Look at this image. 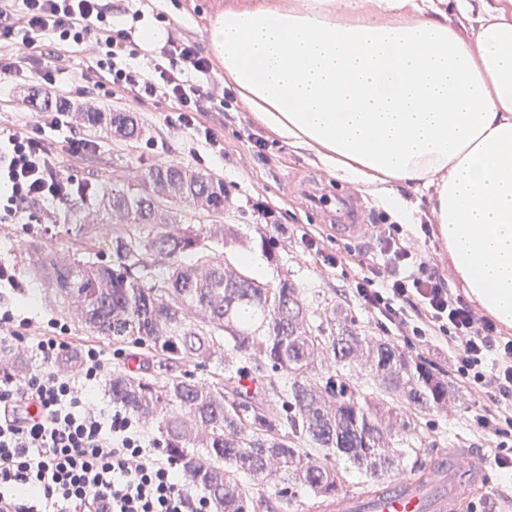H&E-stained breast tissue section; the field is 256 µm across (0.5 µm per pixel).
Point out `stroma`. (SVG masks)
<instances>
[{"label": "stroma", "mask_w": 512, "mask_h": 512, "mask_svg": "<svg viewBox=\"0 0 512 512\" xmlns=\"http://www.w3.org/2000/svg\"><path fill=\"white\" fill-rule=\"evenodd\" d=\"M229 0H140V10L150 12L167 29L178 30L195 42L200 52H207V27L219 6ZM88 64L84 54L62 50L58 65L71 77L68 97L78 109L98 112L132 111L142 130L138 141L120 140L98 128H84L92 140L91 149L70 152L68 128L49 129L44 133L55 153V163L63 177L75 183H89L95 195L85 199L86 213L97 212L99 196L112 186L116 174L142 172L163 162H178L223 180L230 197L224 221L241 227L242 240L219 248L220 257L241 260L250 257V271L258 278L274 282L288 275L306 292L320 291L328 303H348L352 315L364 330L380 335L381 330L357 302L347 285L348 277L358 270L360 255L370 248L368 237L346 238L336 232V214L342 202H358L359 220L364 224H391L394 216L377 197L358 184L336 178L308 149L282 142L272 131L258 123L246 107L225 111L223 106H209L200 120L216 134L224 146L223 156H216L208 145L180 127L178 114L162 98H144L135 109H128L121 96L109 95L107 89L94 87L84 76ZM37 100L54 98L53 88L38 80L19 85L13 92H0V128L18 129L24 111L30 110L29 96ZM265 137L272 162L257 157L251 147V135ZM264 201L275 214L274 224H267L256 207ZM64 205L40 203L32 206L33 221L25 224L0 223V266L14 270L18 285L0 287V306L16 308L31 321V335H40L48 321L67 325L70 348L93 346L105 359V378L111 377L118 362L117 346L83 331L56 307L43 280L28 273L29 244L40 241L46 252L81 257L96 253L109 257L112 233L109 226L99 225L90 242H81L73 226L64 224ZM313 230L321 234L325 253L342 256L339 267L325 265L322 256L306 250L300 236ZM412 358L421 361L440 377L448 379L455 391V403L447 412L433 413L421 421V433L431 444L430 456L448 457L468 452L483 453L482 438L470 425V417L480 411L477 398L454 374L446 349L417 348ZM478 491L468 494L462 512H485L487 502H495V512H512V476L490 469L477 483Z\"/></svg>", "instance_id": "35a3bbf8"}]
</instances>
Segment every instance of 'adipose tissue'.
<instances>
[{
    "instance_id": "obj_1",
    "label": "adipose tissue",
    "mask_w": 512,
    "mask_h": 512,
    "mask_svg": "<svg viewBox=\"0 0 512 512\" xmlns=\"http://www.w3.org/2000/svg\"><path fill=\"white\" fill-rule=\"evenodd\" d=\"M446 0H234L210 52L247 110L402 223L394 184L434 187L451 272L512 327V0L471 41Z\"/></svg>"
}]
</instances>
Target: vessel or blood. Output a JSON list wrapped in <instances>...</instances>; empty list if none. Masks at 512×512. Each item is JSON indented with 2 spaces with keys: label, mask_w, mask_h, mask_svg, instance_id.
<instances>
[{
  "label": "vessel or blood",
  "mask_w": 512,
  "mask_h": 512,
  "mask_svg": "<svg viewBox=\"0 0 512 512\" xmlns=\"http://www.w3.org/2000/svg\"><path fill=\"white\" fill-rule=\"evenodd\" d=\"M484 471L476 457L449 458L430 474L428 482L410 476L398 479L396 491L379 502L374 512H457L470 486Z\"/></svg>",
  "instance_id": "1"
}]
</instances>
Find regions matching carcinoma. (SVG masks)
<instances>
[{
    "mask_svg": "<svg viewBox=\"0 0 512 512\" xmlns=\"http://www.w3.org/2000/svg\"><path fill=\"white\" fill-rule=\"evenodd\" d=\"M84 120L125 140L140 128L125 112ZM115 181L103 198L112 259H57L33 247L30 269L48 280L91 335L142 351L139 371H112V403L156 425L180 475L217 512H283L306 491L321 512L348 492L385 494L400 465L428 474L418 418L453 398L448 382L391 342L360 329L342 306L313 310L305 292L217 261L240 239L224 223V182L178 164ZM81 235L79 202L63 213ZM210 366L196 382L188 363Z\"/></svg>",
    "mask_w": 512,
    "mask_h": 512,
    "instance_id": "carcinoma-1",
    "label": "carcinoma"
}]
</instances>
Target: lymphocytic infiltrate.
Returning <instances> with one entry per match:
<instances>
[{
	"instance_id": "f902f5d3",
	"label": "lymphocytic infiltrate",
	"mask_w": 512,
	"mask_h": 512,
	"mask_svg": "<svg viewBox=\"0 0 512 512\" xmlns=\"http://www.w3.org/2000/svg\"><path fill=\"white\" fill-rule=\"evenodd\" d=\"M39 39L81 48L92 73L107 74L111 89L130 103L147 96L173 101L180 125L219 149L197 114L208 102L228 104L232 94L188 38L169 36L159 58L144 67L131 30L114 29L103 0H0V43L9 47L0 54V90L25 76L64 90L62 68L29 59ZM63 126L73 131L71 152L89 149L63 109L43 110L28 131L0 139L1 223L26 217L33 204L63 203L75 194L43 136ZM353 286L362 308L406 347L446 343L456 375L484 402L472 425L489 443L487 460L512 472V336L451 291L429 248L398 224L380 225ZM58 327L51 322L48 332L32 337L28 321L0 309V337L31 348L41 362L22 381L0 380V512H213L205 493L176 477L140 417L103 409L84 394L103 374L100 350L84 349L78 375L54 372L69 347Z\"/></svg>"
}]
</instances>
